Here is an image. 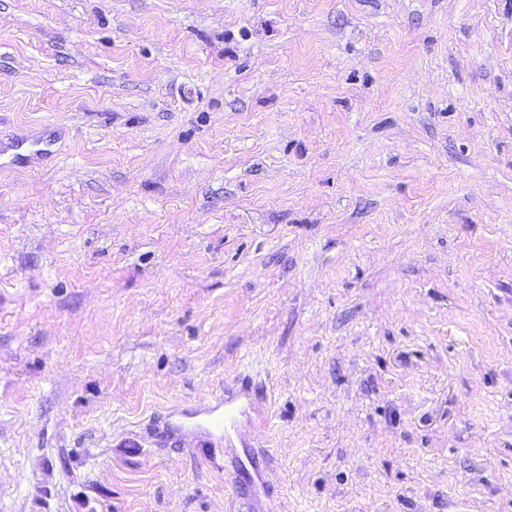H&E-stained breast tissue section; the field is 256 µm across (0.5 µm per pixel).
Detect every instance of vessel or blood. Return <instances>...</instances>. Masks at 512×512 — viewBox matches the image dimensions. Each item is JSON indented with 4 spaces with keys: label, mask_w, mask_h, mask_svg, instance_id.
Listing matches in <instances>:
<instances>
[{
    "label": "vessel or blood",
    "mask_w": 512,
    "mask_h": 512,
    "mask_svg": "<svg viewBox=\"0 0 512 512\" xmlns=\"http://www.w3.org/2000/svg\"><path fill=\"white\" fill-rule=\"evenodd\" d=\"M255 400L249 379L239 378L235 387L225 389L213 403L185 415L181 426L188 434L202 439L205 446H212L216 441L232 446L240 435L241 421L253 413Z\"/></svg>",
    "instance_id": "1"
}]
</instances>
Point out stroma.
Here are the masks:
<instances>
[{
    "label": "stroma",
    "mask_w": 512,
    "mask_h": 512,
    "mask_svg": "<svg viewBox=\"0 0 512 512\" xmlns=\"http://www.w3.org/2000/svg\"><path fill=\"white\" fill-rule=\"evenodd\" d=\"M0 512H512V0H0ZM237 388H224V395L214 398L200 410L184 414L178 428L197 439H204V446L210 448L213 441H224L226 448H234V439L240 438V423L251 419L256 396L250 392V381L246 377L238 378Z\"/></svg>",
    "instance_id": "35a3bbf8"
}]
</instances>
